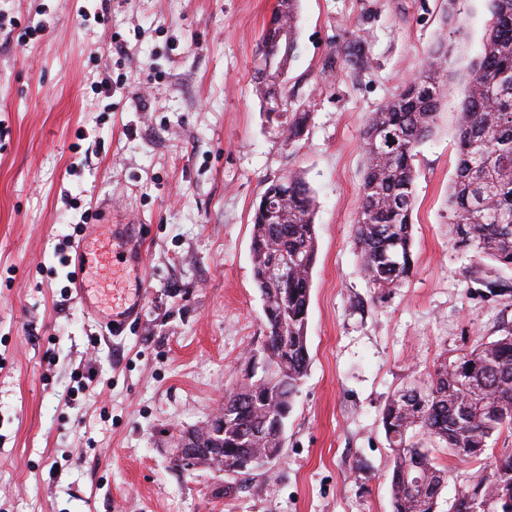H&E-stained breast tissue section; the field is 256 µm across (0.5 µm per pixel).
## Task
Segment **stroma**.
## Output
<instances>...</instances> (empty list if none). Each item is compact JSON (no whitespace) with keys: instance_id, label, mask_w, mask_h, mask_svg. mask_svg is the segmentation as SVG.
Returning a JSON list of instances; mask_svg holds the SVG:
<instances>
[{"instance_id":"1","label":"stroma","mask_w":512,"mask_h":512,"mask_svg":"<svg viewBox=\"0 0 512 512\" xmlns=\"http://www.w3.org/2000/svg\"><path fill=\"white\" fill-rule=\"evenodd\" d=\"M275 5L0 0V512H392L388 397L512 324V269L456 248L448 224L456 98L414 160L411 276L378 292L354 243L370 113L437 39L463 79L487 0H299L284 86L311 120L292 144L254 87ZM291 172L317 201L310 365L282 456L225 497L172 452L261 344L251 219ZM107 207L145 231L143 312L119 337L59 262ZM433 454L448 512L480 465Z\"/></svg>"}]
</instances>
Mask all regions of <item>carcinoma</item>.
Returning <instances> with one entry per match:
<instances>
[{
	"label": "carcinoma",
	"mask_w": 512,
	"mask_h": 512,
	"mask_svg": "<svg viewBox=\"0 0 512 512\" xmlns=\"http://www.w3.org/2000/svg\"><path fill=\"white\" fill-rule=\"evenodd\" d=\"M299 0H277L273 25L297 26ZM491 18L482 50L458 87L457 166L448 205L454 243L503 266H512V0H489ZM448 50L438 44L419 74L372 113L363 129L365 162L355 240L373 287L393 288L410 277L413 161L433 135L447 102ZM285 117L288 141H298L308 112H270ZM283 214L272 224L267 203ZM317 203L298 173L268 182L252 217L253 277L261 295L270 367L246 374L224 395V434L200 443L204 462L224 465V496L283 453L293 403L307 374L308 310L317 261ZM381 423L393 456V512H436L448 470L421 440L427 438L459 459L483 468L459 493L490 500L496 512H512V448L494 443L512 431V326L433 373L394 393Z\"/></svg>",
	"instance_id": "obj_1"
}]
</instances>
